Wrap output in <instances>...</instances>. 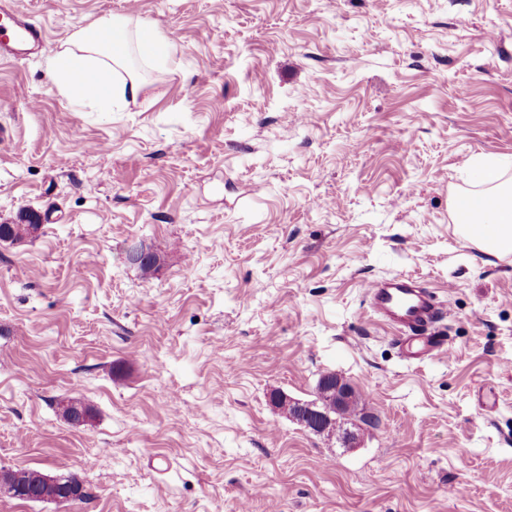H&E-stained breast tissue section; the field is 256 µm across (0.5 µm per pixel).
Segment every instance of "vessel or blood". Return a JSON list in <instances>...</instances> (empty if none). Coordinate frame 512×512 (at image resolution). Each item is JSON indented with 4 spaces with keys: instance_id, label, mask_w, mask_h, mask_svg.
Returning <instances> with one entry per match:
<instances>
[{
    "instance_id": "1",
    "label": "vessel or blood",
    "mask_w": 512,
    "mask_h": 512,
    "mask_svg": "<svg viewBox=\"0 0 512 512\" xmlns=\"http://www.w3.org/2000/svg\"><path fill=\"white\" fill-rule=\"evenodd\" d=\"M44 45L41 28L0 0V59H14L23 50L35 51ZM365 293L373 313L398 330L397 344L404 360L447 354L448 339L436 328L444 312L432 291L411 276L399 274L367 283Z\"/></svg>"
}]
</instances>
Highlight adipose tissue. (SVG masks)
Returning a JSON list of instances; mask_svg holds the SVG:
<instances>
[{
	"mask_svg": "<svg viewBox=\"0 0 512 512\" xmlns=\"http://www.w3.org/2000/svg\"><path fill=\"white\" fill-rule=\"evenodd\" d=\"M144 56L157 66L167 64L169 45L159 31L128 19L104 18L60 44L50 59V74L74 107L112 112L139 95L141 81L133 64ZM486 169V181L501 203L489 210L483 193L469 194L467 200L486 229L479 232L461 225L457 231L487 254L512 253V185L502 182L494 164H487Z\"/></svg>",
	"mask_w": 512,
	"mask_h": 512,
	"instance_id": "adipose-tissue-1",
	"label": "adipose tissue"
}]
</instances>
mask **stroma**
<instances>
[{"label":"stroma","instance_id":"obj_1","mask_svg":"<svg viewBox=\"0 0 512 512\" xmlns=\"http://www.w3.org/2000/svg\"><path fill=\"white\" fill-rule=\"evenodd\" d=\"M12 3L49 48L0 60V224L42 219L0 241V469L88 495L0 512H512V253L451 205L473 159L512 179V0ZM103 17L173 54L80 112L48 51ZM396 273L450 356L406 362L368 309ZM328 373L357 447L272 402Z\"/></svg>","mask_w":512,"mask_h":512}]
</instances>
